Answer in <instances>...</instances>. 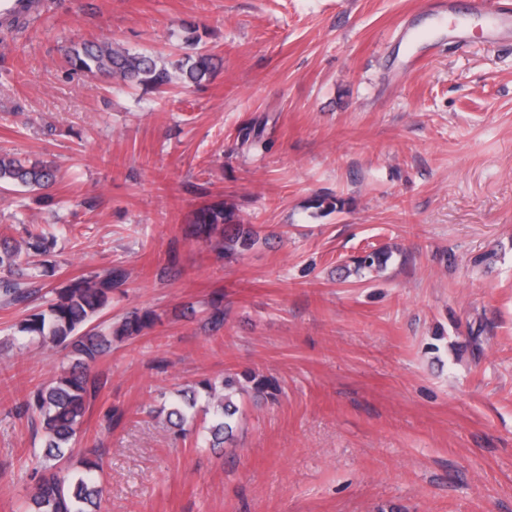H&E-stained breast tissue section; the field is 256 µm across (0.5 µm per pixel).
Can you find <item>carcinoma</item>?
Listing matches in <instances>:
<instances>
[{
    "label": "carcinoma",
    "instance_id": "cac0c4a2",
    "mask_svg": "<svg viewBox=\"0 0 512 512\" xmlns=\"http://www.w3.org/2000/svg\"><path fill=\"white\" fill-rule=\"evenodd\" d=\"M70 71L104 74L118 85L142 86L160 92L173 83L199 87L217 66V59L197 52L174 62L164 63L151 52H132L113 39L84 41L71 45L64 56ZM56 181L53 162L0 156V184L23 187L31 192L43 190ZM194 233L215 239L224 257L235 258L253 249L262 240L261 230L245 222L234 206L221 202L196 215ZM50 240L42 233L26 232L17 240L0 236V294L14 303L31 295L37 274L30 271L27 258L48 251ZM381 249L365 251L353 259L354 270L371 273L386 263ZM127 273L113 267L103 274L82 276L61 288L51 290L47 309L31 313L15 325L13 342L0 345V355L31 345L60 346L70 365L30 393L25 406L38 415L44 433V446L31 459L28 501L21 512H101L103 486L97 450L83 451L73 466L65 456L80 433L90 399L99 389L91 372L112 342L138 336L155 324L150 310L127 312L117 327L97 322L108 306L112 291L123 286ZM201 327L218 331L224 327V308L211 306L201 319ZM280 387L273 378L256 373L224 372L219 379H204L197 386L174 394L157 411L156 417L173 434L193 440L196 448H224L233 444L242 416L237 399L248 397L253 404L275 402Z\"/></svg>",
    "mask_w": 512,
    "mask_h": 512
}]
</instances>
